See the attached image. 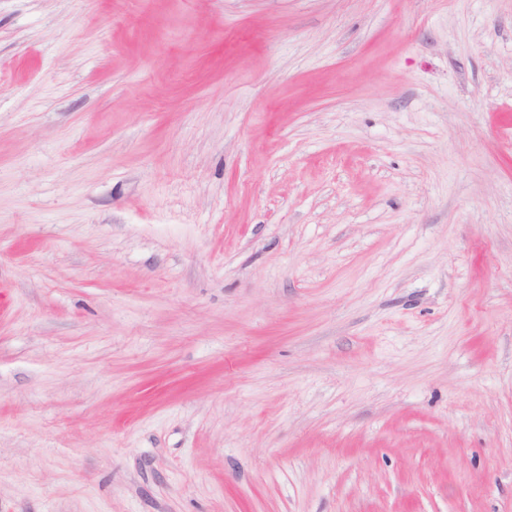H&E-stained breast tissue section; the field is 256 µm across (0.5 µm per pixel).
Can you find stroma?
Returning <instances> with one entry per match:
<instances>
[{
  "label": "stroma",
  "instance_id": "obj_1",
  "mask_svg": "<svg viewBox=\"0 0 512 512\" xmlns=\"http://www.w3.org/2000/svg\"><path fill=\"white\" fill-rule=\"evenodd\" d=\"M0 512H512V0H0Z\"/></svg>",
  "mask_w": 512,
  "mask_h": 512
}]
</instances>
